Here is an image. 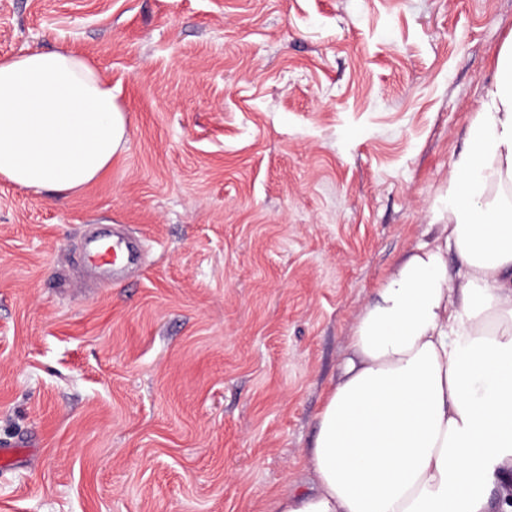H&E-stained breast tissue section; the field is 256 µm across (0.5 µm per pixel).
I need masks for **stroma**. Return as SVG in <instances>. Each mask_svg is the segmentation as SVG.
I'll list each match as a JSON object with an SVG mask.
<instances>
[{"label":"stroma","mask_w":512,"mask_h":512,"mask_svg":"<svg viewBox=\"0 0 512 512\" xmlns=\"http://www.w3.org/2000/svg\"><path fill=\"white\" fill-rule=\"evenodd\" d=\"M510 38L512 0H0V58L86 56L128 126L70 198L0 181V512H265ZM83 250L93 259L101 272L109 271L103 280L107 286L112 282V274L120 273L137 266L141 259V249L137 241L123 235H112V243L105 244L97 235L86 236Z\"/></svg>","instance_id":"stroma-1"}]
</instances>
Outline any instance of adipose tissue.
<instances>
[{
  "mask_svg": "<svg viewBox=\"0 0 512 512\" xmlns=\"http://www.w3.org/2000/svg\"><path fill=\"white\" fill-rule=\"evenodd\" d=\"M126 141L111 80L83 55L0 58L1 179L71 196ZM430 223L437 244L358 318L306 480L268 512H512V41Z\"/></svg>",
  "mask_w": 512,
  "mask_h": 512,
  "instance_id": "obj_1",
  "label": "adipose tissue"
}]
</instances>
